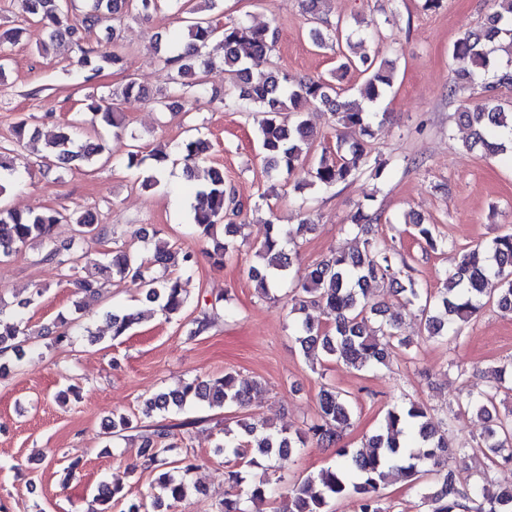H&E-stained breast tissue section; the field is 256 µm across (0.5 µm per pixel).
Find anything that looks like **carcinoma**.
Returning <instances> with one entry per match:
<instances>
[{"label":"carcinoma","instance_id":"cac0c4a2","mask_svg":"<svg viewBox=\"0 0 512 512\" xmlns=\"http://www.w3.org/2000/svg\"><path fill=\"white\" fill-rule=\"evenodd\" d=\"M161 0H89L87 10L77 19L71 16L72 0H20L23 13L38 19L49 30V40L66 39L80 52L78 65L83 80L93 82L107 67L124 69L126 50L116 34L110 36V46L100 50L88 44V35L102 26L110 17L130 12L146 16L156 10ZM184 14L186 37L178 42L164 44L162 62L175 84L174 91L155 100L160 108H169L175 102H188L209 93L204 76L217 67L216 62L203 54L209 39L223 31L224 58L222 70L239 90L238 99L249 102L261 114L258 138L263 162L271 175L289 177L301 163L303 146L309 145L313 131L301 119L300 109L306 103L317 102L330 112L336 122L348 129L359 130L360 137L336 141V151L322 150L318 161L310 165L307 175L311 182L324 189L349 181L360 166L366 163L364 138L373 135L370 113L342 96L335 80L357 65L368 72L360 87V96L374 102L394 80V68L389 61L367 55L355 61L346 56L329 79L322 77L298 80L286 72H254L253 67L272 51L274 33L270 27H257L242 20L218 28L213 21L188 7V0H169ZM357 31L339 20L335 28L324 35L315 33V44L326 39L345 40L351 44ZM512 41V0H492L491 12L475 28L454 42L452 54L466 58L470 68L456 73L448 86V96L461 100L456 112L457 122L469 127L472 140L469 148H479L488 155L506 150L501 132L512 136V111L507 112L494 103L498 89L512 85V61L496 66L490 55L506 40ZM481 90L482 101L472 102L475 90ZM144 99L146 94L136 81L130 79L121 87L85 99L84 108L91 114L90 123L115 127L118 102ZM46 148L56 159L60 169L89 166L104 152V146L88 135L77 122L60 128L55 139ZM209 142L201 137H190L175 148L156 149L149 157L132 151L125 164L140 172L141 186L153 189L159 184L158 172L165 162L183 164V172L191 180L201 157L208 152ZM199 204L194 208L193 224L201 235L211 239L209 257L213 264L222 266L236 251L235 237L242 225L231 220L239 216L242 204L224 183L220 168L207 170L205 182L197 189ZM379 220L376 212L358 210L351 219L349 230L363 237V250L356 253L338 252L318 262L305 279L290 278L297 252L290 248L293 233L272 224L255 254L259 263L249 269L256 288L269 295L283 284L289 285L293 305V335L306 354L321 351L326 356L343 362L357 371L377 369L388 365L392 352L406 347L409 342L398 334L397 324L382 321L375 329L366 328L369 318L381 313L373 302L375 291L384 284L415 307L424 319L427 337L459 336L462 324L489 299L504 313H512V233L495 237L487 246L478 245L464 253L460 262L443 273V288L434 293L422 287L409 274L410 266L401 252L376 237L373 224ZM63 221L76 225V234H106L107 228L97 222L90 211L79 216L58 209L41 213L23 214L0 205V258L11 256L24 248H35L46 263L65 266V278L85 295L99 294L102 281L129 280L142 289L146 301L158 305L171 318L186 307V296L180 277L169 272L171 267L189 270L195 263L190 252L166 244L155 246L154 265L139 261L126 249L111 250L101 259L79 256L63 257L53 246V227ZM415 229L420 239L433 249L446 247V241L435 235L434 226L421 221ZM322 308L333 317L329 328L317 323L309 313ZM112 333L124 334L138 320L134 313L125 311L110 314ZM28 329L14 315L0 307V374L9 369L14 359H20ZM261 383L241 381L231 372L224 376L201 380L197 377L183 381L178 387L161 391L144 403L143 415L151 417L155 411L206 404L210 408L232 409L242 407ZM512 390V362L494 369V383L485 391L469 396L467 406L482 415L495 416L492 426L475 444L453 446L448 440L446 422L414 402L392 405L384 413L380 426L368 438L363 449L341 447L336 450V461L308 477L294 490L292 507L288 512H326L331 500L352 498L355 512H385L381 506V489L393 477H402L415 486L423 473L438 476L436 489L423 496L429 512H512V488H493L487 473L482 471L469 492L460 490L454 481L448 463L469 456V449L479 448L492 465L512 464V409L497 412V398L502 390ZM318 419L307 430L290 434L284 429L274 430L264 423L237 422L239 430L224 427V441L216 452L245 460V466L259 467V460L291 456L306 447L307 438L334 445L350 425L354 416V399L334 388H324L319 394ZM112 436L122 437L137 432L141 439V456L147 469L157 472L150 492L151 503H131L127 512H149L148 507L162 504L174 508L186 496L189 485L173 473L171 464H181L188 473L194 468L193 459L185 456L171 460L174 448L168 443L170 427L145 426L120 414L112 415ZM225 480L236 489L219 501L216 512H248L246 503L261 501L272 493L269 479L252 476L246 470H229ZM125 498L119 483H100L93 495L99 505L91 512H108L112 502Z\"/></svg>","mask_w":512,"mask_h":512}]
</instances>
